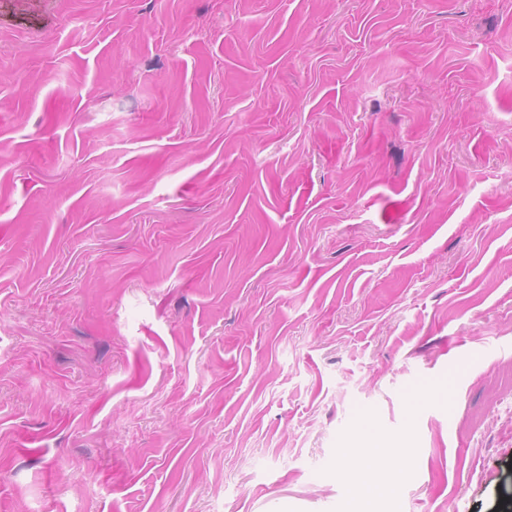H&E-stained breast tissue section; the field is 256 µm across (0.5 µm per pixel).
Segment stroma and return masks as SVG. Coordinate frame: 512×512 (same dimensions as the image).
<instances>
[{"label": "stroma", "mask_w": 512, "mask_h": 512, "mask_svg": "<svg viewBox=\"0 0 512 512\" xmlns=\"http://www.w3.org/2000/svg\"><path fill=\"white\" fill-rule=\"evenodd\" d=\"M341 506L512 512V0H0V512Z\"/></svg>", "instance_id": "obj_1"}]
</instances>
